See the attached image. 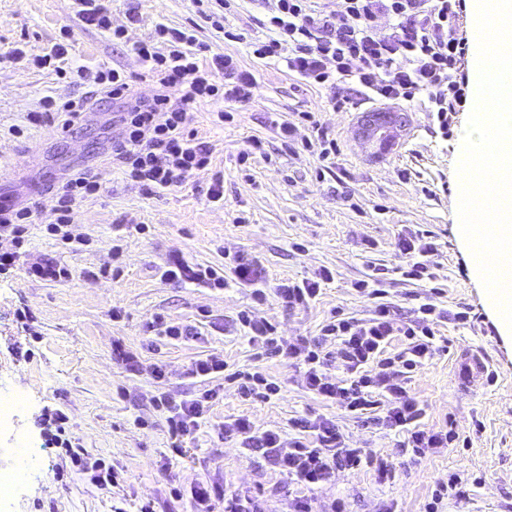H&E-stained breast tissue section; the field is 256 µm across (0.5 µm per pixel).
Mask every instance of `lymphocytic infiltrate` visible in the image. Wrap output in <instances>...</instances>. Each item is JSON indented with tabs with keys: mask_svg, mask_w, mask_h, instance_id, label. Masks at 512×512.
<instances>
[{
	"mask_svg": "<svg viewBox=\"0 0 512 512\" xmlns=\"http://www.w3.org/2000/svg\"><path fill=\"white\" fill-rule=\"evenodd\" d=\"M257 2L263 11L257 25L265 35L249 43V54L282 62L304 85L326 90L332 111L349 110L357 95L377 102L413 105L423 101L428 111L434 112L439 130L450 132L467 102L469 46L462 0ZM81 3L80 20L109 39L130 43L154 89L148 94L135 90L131 75L121 68L102 65L91 71L82 65H67L68 46L59 42L36 56L34 65L54 67L59 75L76 73L92 89L85 96L64 101L43 96L38 110L28 113V121L38 125L57 115L62 130L67 131L96 111L100 102L109 100L117 106L112 163L147 194L171 190L187 173L210 170L211 148L191 126L193 110L202 102L220 101L224 107L215 114L217 122L233 121L235 112L255 96V75L243 69L235 55L211 53L209 45L186 28L159 23L149 39L129 42L127 28L113 25L100 0ZM303 125L309 130L304 137L298 134ZM271 127L283 143L317 154L320 160H329L336 152L335 140L313 112H301L295 123L272 121ZM99 189L96 173L88 168L72 170L53 186L56 219L48 225V234L75 251L91 246L92 238L76 230L74 206ZM33 215L29 204L1 206L0 236H9L16 250L23 247ZM394 248L407 260L400 270L405 279H432L429 258L437 245L430 231L399 233ZM16 250L0 254V272L15 264ZM386 272L384 266L369 264L367 274L351 284L359 296L372 301L370 317L338 314L322 327L318 338L292 341L278 336L276 325L261 316L260 305L271 293L291 309L309 305L319 296L322 284L332 281L330 269H320L311 279L272 287L261 262L239 253L233 258L230 275L205 267L191 271L190 277L214 288L227 287L232 281L250 287L255 306L238 317L249 343L283 361L302 364L306 389L348 415L361 417L368 410L380 409L377 424L405 431L401 450L421 459L459 442L454 430L426 424V406L408 387L412 373L423 368L438 350L441 291L429 289L421 298L416 319L403 320L382 287ZM399 337L406 343L396 352L392 343ZM112 358L126 373L147 376L153 383H162L166 377L163 361L145 359L122 341H113ZM186 374L202 383L191 398L178 401L163 392L151 398L176 454L181 453L182 442L193 439L209 418L219 398L214 378L220 376L236 385L247 399L265 401L281 391L279 383L262 372H228L220 352L195 360ZM68 421L60 409L49 417L56 430L54 442L62 448L70 470L107 493L123 487L125 467L72 445L65 437ZM290 425L295 436L289 442L282 441L279 431L256 428L244 416L225 422L220 434L239 439L245 450L261 453L273 469L307 491L331 483L338 472L361 467L360 449L347 446L335 420L302 416L291 419ZM169 498L188 501L191 512H212L217 501L223 502L224 512H264L262 502L249 490L230 488L214 479L170 487Z\"/></svg>",
	"mask_w": 512,
	"mask_h": 512,
	"instance_id": "lymphocytic-infiltrate-1",
	"label": "lymphocytic infiltrate"
}]
</instances>
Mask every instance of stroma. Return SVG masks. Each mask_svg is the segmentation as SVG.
I'll return each mask as SVG.
<instances>
[{"instance_id": "35a3bbf8", "label": "stroma", "mask_w": 512, "mask_h": 512, "mask_svg": "<svg viewBox=\"0 0 512 512\" xmlns=\"http://www.w3.org/2000/svg\"><path fill=\"white\" fill-rule=\"evenodd\" d=\"M113 25H128L131 40L147 38L157 23L177 27L199 25L198 38L212 52L239 54L254 73L257 96L235 124L211 128L212 104L201 105L195 118L200 137L212 150L213 165L224 173V199L209 202L207 174H193L173 190L146 194L137 184L113 171L111 108L86 115L70 131L51 123L29 124L28 112L47 94L65 100L82 95L83 84L61 79L52 69L35 67L31 59L67 40L81 64L140 70L124 44H114L85 26L75 0H0V50L23 48L22 62H0V199L44 204L30 225L23 256L14 272L0 275V399L19 393L23 404L9 432L0 433V471L18 466L22 454L35 461L6 512H111L112 499L71 475H59L62 451L50 444L42 422L44 408H64L70 437L85 448L120 459L127 467L132 494L125 512H136L144 498L161 497L171 483L189 485L218 478L244 486L260 496L267 512H287L288 501L301 489L274 471L260 455L238 442L219 438L225 420L247 415L259 428H278L289 436L288 422L300 415L335 419L348 444L389 457L390 477L376 482L373 469L340 472L335 483L311 492L318 512H328L333 499H343L348 512H382L396 504L398 512H425L437 483L449 474L463 479L465 494L443 500L440 512H512V337L504 335L486 291L475 275L472 259L458 231L459 136L441 137L431 113L409 108L410 121L395 143L382 146L357 134L358 118L372 104L348 112L324 108L317 90L302 85L281 67L246 55L245 43L257 36L256 8L231 16L241 42L225 41L211 25L200 24L192 0H139L137 23L127 19L128 0H105ZM312 110L337 143L334 165L324 168L317 157L294 152L268 126L270 114L291 119ZM21 135L14 136L10 127ZM263 151L249 154L251 139ZM75 167L98 173L101 190L74 207L79 232L94 243L74 252L46 232L55 216L48 209V188ZM136 224L145 233L133 232ZM432 231L440 243L432 261V282L390 275L389 296L402 317L413 318L417 295L441 288L444 310L472 308L478 318L463 325L443 320L440 333L446 348L410 380L412 393L427 407L428 423H452L465 448H448L417 461L399 450L397 432L347 416L304 387V369L288 365L249 345L234 323L252 306L249 289L231 285L214 289L188 278L170 279L164 272L174 260L196 267H224L236 252L258 257L271 284L313 277L320 268L335 279L305 309H288L276 296L261 306L262 316L277 323L291 339L314 337L334 311L365 318L370 302L351 288L368 263L399 265L394 242L405 228ZM121 239L123 255L112 259V241ZM378 248L364 253V240ZM50 259L71 272L54 282L29 276L30 263ZM120 264L119 275L100 276L102 268ZM121 319H113V309ZM161 313L198 329V339L162 346L160 358L168 376L162 388L142 377L123 373L112 361V342L147 351L144 324ZM482 351L484 362L497 371L496 384L479 391L457 385L455 366L467 352ZM220 351L234 369H258L281 385L270 401H245L226 387L208 423L176 460L164 461L170 439L150 398L156 391L175 399L193 395L197 380L188 365ZM147 418L140 428L136 417Z\"/></svg>"}]
</instances>
